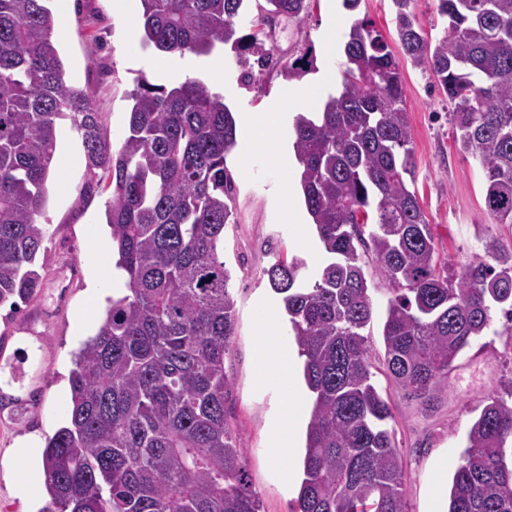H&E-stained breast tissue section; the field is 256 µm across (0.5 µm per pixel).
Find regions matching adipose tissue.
I'll return each instance as SVG.
<instances>
[{
    "label": "adipose tissue",
    "instance_id": "ef3b65f1",
    "mask_svg": "<svg viewBox=\"0 0 512 512\" xmlns=\"http://www.w3.org/2000/svg\"><path fill=\"white\" fill-rule=\"evenodd\" d=\"M335 84V72L322 71L308 82L284 86L267 111L244 112L237 118L242 152H250L258 146H273L276 161L283 171L273 193L280 203L284 223L295 227L300 251L310 256L315 250L306 230L308 215L298 204L299 163L287 143L296 116L308 110L312 102L320 100ZM266 314L267 331L260 346L256 376L263 381L273 378L280 384L281 409L271 428L269 453L278 478L284 486L292 488L297 480L295 439L299 428L308 419L312 394L301 382L304 359L297 346L283 334L274 308H267ZM14 456L22 470L16 479L17 494L32 505H39L42 501L39 489L42 460L35 443L20 441Z\"/></svg>",
    "mask_w": 512,
    "mask_h": 512
}]
</instances>
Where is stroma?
I'll return each mask as SVG.
<instances>
[{
    "instance_id": "obj_1",
    "label": "stroma",
    "mask_w": 512,
    "mask_h": 512,
    "mask_svg": "<svg viewBox=\"0 0 512 512\" xmlns=\"http://www.w3.org/2000/svg\"><path fill=\"white\" fill-rule=\"evenodd\" d=\"M329 0H311L304 19L277 20L270 40L277 65L258 69L250 55H236L228 46L217 55L229 64L232 86L224 101L232 112L266 111L277 90L304 82L326 69L342 72L346 33L325 25ZM57 16L67 20L59 39L68 79L91 90L101 134L120 146L128 130L131 96L140 78L169 87L177 80L171 69L201 78L208 57L162 56L142 44L138 15L118 13L114 0H51ZM338 48L328 52V41ZM297 64L298 73L287 71ZM404 101L413 138L414 184L429 219L442 260L449 265L484 256V239L494 236L512 249V224H494L484 213V180L479 167L459 153L448 124V101L430 73L402 62ZM235 177V221L224 228L220 258L231 273L237 326L225 369L231 379L228 405L242 438L252 490L262 512H288L294 495L278 480L269 459L268 432L279 406L276 386L255 376L259 341L255 334L264 300L272 296L265 270L275 258L298 254L293 225L282 223L271 187L280 176L265 150L244 155L232 150L226 158ZM248 177H241V169ZM111 175L89 169L83 132L70 118L58 122L54 162L47 181L42 224L46 235L37 259L42 281L35 295L18 307L0 306V512H26L14 492L18 475L13 450L24 438L46 441L63 427L70 401L69 376L82 345L75 325L84 311L92 277H108L115 258L111 249L89 253L86 239L108 231L106 204ZM28 337L33 350L18 346ZM374 381L388 396L405 468L409 512H428L431 468L447 460L456 470L467 444L475 409L492 395L503 396L512 381V336L494 316L485 336L457 359L447 378L427 395L417 396L388 380L383 366Z\"/></svg>"
}]
</instances>
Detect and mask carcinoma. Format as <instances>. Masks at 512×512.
I'll use <instances>...</instances> for the list:
<instances>
[{
    "label": "carcinoma",
    "mask_w": 512,
    "mask_h": 512,
    "mask_svg": "<svg viewBox=\"0 0 512 512\" xmlns=\"http://www.w3.org/2000/svg\"><path fill=\"white\" fill-rule=\"evenodd\" d=\"M49 0H0V305L32 298L40 219L57 121L84 131L88 163L112 171L106 209L126 294L110 300L75 354L68 425L48 438L44 476L55 512H261L226 407L224 361L236 325L218 250L234 210L226 157L236 119L197 79L142 78L128 134L99 133L93 93L69 83ZM143 43L209 55L220 44L272 61L264 27L301 21L307 0H265L238 35L247 0H140ZM397 45L448 98L460 150L482 172L485 212L512 224V0H437L442 36L417 23L415 0H391ZM339 94L317 119H295L306 208L330 262L266 270L282 296L303 375L315 394L304 478L289 512H407L390 403L373 382L369 281L390 287L382 325L386 373L424 395L486 335L493 311L512 333V251L441 262L414 182L413 138L399 58L368 17L344 44ZM372 260V273L366 272ZM448 512H512V406L490 396L468 432Z\"/></svg>",
    "instance_id": "cac0c4a2"
}]
</instances>
